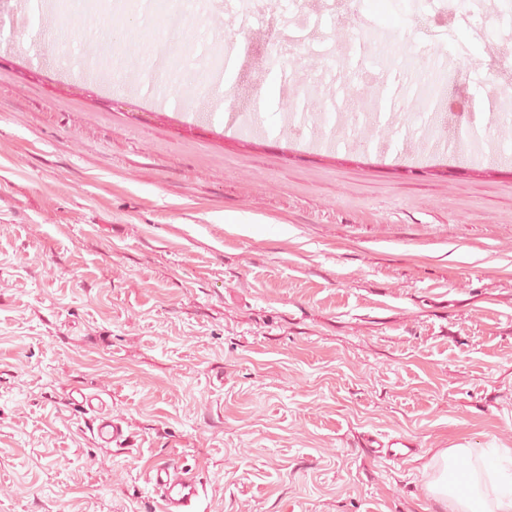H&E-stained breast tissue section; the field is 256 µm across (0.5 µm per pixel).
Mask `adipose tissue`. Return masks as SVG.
<instances>
[{
	"label": "adipose tissue",
	"mask_w": 512,
	"mask_h": 512,
	"mask_svg": "<svg viewBox=\"0 0 512 512\" xmlns=\"http://www.w3.org/2000/svg\"><path fill=\"white\" fill-rule=\"evenodd\" d=\"M425 491L440 512H512V482H505L482 448H444L428 462Z\"/></svg>",
	"instance_id": "adipose-tissue-1"
}]
</instances>
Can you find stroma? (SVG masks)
<instances>
[{
    "label": "stroma",
    "mask_w": 512,
    "mask_h": 512,
    "mask_svg": "<svg viewBox=\"0 0 512 512\" xmlns=\"http://www.w3.org/2000/svg\"><path fill=\"white\" fill-rule=\"evenodd\" d=\"M360 2L128 0L35 25L0 0V512H160L169 459L199 512H438L434 452L512 448V83L486 84L493 53L417 42L475 0H381L368 30ZM173 10L180 68L156 52ZM340 91L355 146L332 132ZM82 393L122 446L95 444ZM368 432L420 448L378 460ZM81 401L78 404L91 413L88 427L92 439L99 445L112 448V445L121 446L127 439L126 430L122 422L112 418L104 411V400L98 395L79 394ZM150 482L160 497L162 512H198L196 506L204 487L190 470L173 463L159 464Z\"/></svg>",
    "instance_id": "35a3bbf8"
}]
</instances>
